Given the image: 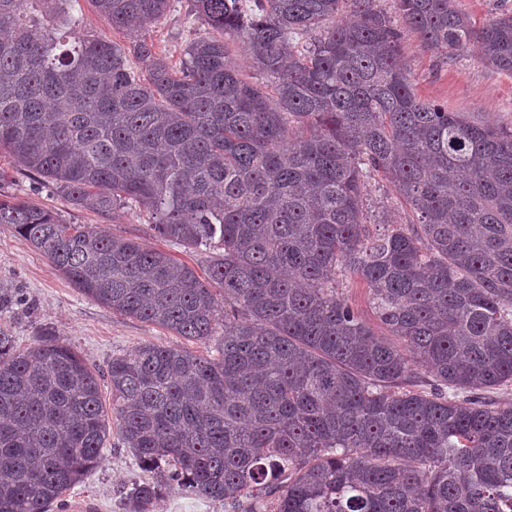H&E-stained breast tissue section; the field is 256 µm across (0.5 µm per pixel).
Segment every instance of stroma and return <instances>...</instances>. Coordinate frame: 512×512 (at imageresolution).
I'll return each mask as SVG.
<instances>
[{
	"label": "stroma",
	"instance_id": "stroma-1",
	"mask_svg": "<svg viewBox=\"0 0 512 512\" xmlns=\"http://www.w3.org/2000/svg\"><path fill=\"white\" fill-rule=\"evenodd\" d=\"M72 12L82 33L105 37L129 47V34L113 31L109 20L89 0H75ZM205 31L190 14L189 0H173L170 11L143 28L156 50L180 65L186 44ZM403 62L414 77L419 98L458 112H472L494 123L512 122V74L482 62L476 48L459 53L426 47L415 34L404 36ZM0 169L9 177L0 183V196L16 197L52 210L63 223L85 224L117 236L134 238L159 248L205 274L211 255L156 238L147 213L128 208L110 216L73 208L60 194L43 186L8 152L0 151ZM0 298L11 307L0 313V330L14 336L18 347L32 346L39 337L53 336L69 344L90 363L106 368L113 356L143 343L182 348L200 355L214 352L213 343L190 340L159 326L126 317L82 294L7 224H0ZM118 437H110L99 464L66 494L51 512H68L67 505L83 496L96 512H121L133 484L151 479Z\"/></svg>",
	"mask_w": 512,
	"mask_h": 512
}]
</instances>
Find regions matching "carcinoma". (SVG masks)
I'll use <instances>...</instances> for the list:
<instances>
[{
  "mask_svg": "<svg viewBox=\"0 0 512 512\" xmlns=\"http://www.w3.org/2000/svg\"><path fill=\"white\" fill-rule=\"evenodd\" d=\"M67 2L0 0V149L72 206H138L216 257L200 276L20 200L0 199V224L83 294L216 355L149 343L101 371L54 336L0 335V512H50L112 425L153 472L124 512L173 483L228 512H512V403L483 397L512 384V124L418 98L395 25L512 73V13L477 27L453 0H192L206 33L175 70L145 37L79 34ZM91 2L115 31L171 8ZM381 177L414 220L381 211L374 233ZM348 276L392 339L339 290Z\"/></svg>",
  "mask_w": 512,
  "mask_h": 512,
  "instance_id": "obj_1",
  "label": "carcinoma"
}]
</instances>
